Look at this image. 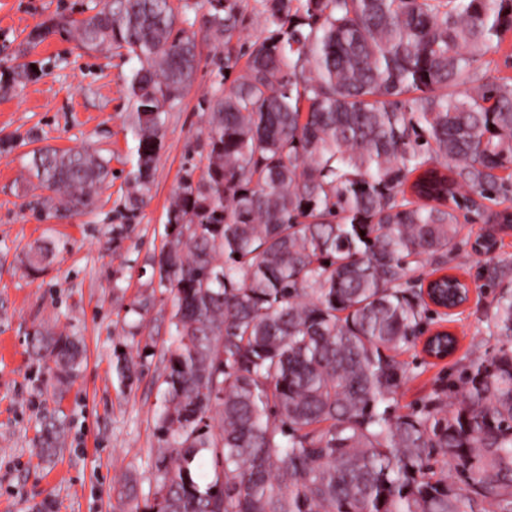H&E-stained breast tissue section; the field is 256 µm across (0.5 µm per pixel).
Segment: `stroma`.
Wrapping results in <instances>:
<instances>
[{"label":"stroma","instance_id":"obj_1","mask_svg":"<svg viewBox=\"0 0 512 512\" xmlns=\"http://www.w3.org/2000/svg\"><path fill=\"white\" fill-rule=\"evenodd\" d=\"M105 0H0V512H118L120 487L137 479L141 493L153 480L158 448L157 409L163 385L158 357H147L133 382H123L116 356L139 342L169 338L170 304L143 312L153 259L165 244L164 226L174 192L206 163V99L224 66V45L202 24L193 31L199 66L180 102L168 113L163 148L150 190L139 209L127 203V175L136 157L128 85L134 61L79 48L70 22L102 8ZM55 30L38 44L41 25ZM27 79L15 80L19 65ZM93 147L111 159L96 206L57 218L41 210L37 180L28 168L34 149ZM490 249L476 250L484 235ZM465 245L454 275L470 285L468 302L447 322L458 344L444 360L412 347L411 369L399 405L420 404L432 389L457 378L473 350H485L482 320L494 289L488 276L512 262V228L478 220L461 226ZM49 256L28 269L30 247ZM49 326L78 337L84 361L75 380L58 389L44 361L31 353L35 329ZM64 418L63 448L51 463L37 456L38 432L55 411Z\"/></svg>","mask_w":512,"mask_h":512}]
</instances>
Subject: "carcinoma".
Listing matches in <instances>:
<instances>
[{
  "label": "carcinoma",
  "instance_id": "1",
  "mask_svg": "<svg viewBox=\"0 0 512 512\" xmlns=\"http://www.w3.org/2000/svg\"><path fill=\"white\" fill-rule=\"evenodd\" d=\"M203 24L240 74L209 101L198 181L178 187L158 267L171 303L159 352L163 400L154 485L122 512H512V294L484 316L492 348L402 414L399 357L465 300L445 267L460 218L507 201L512 77L478 72L512 32V0H262L268 35L237 49L238 0ZM183 0H107L72 21L88 52L123 49L145 203L164 115L197 68ZM110 159L44 147L30 170L51 211L92 207ZM415 180H410V177ZM465 182L478 196L459 195ZM440 276L424 293L412 273ZM430 354L453 353L436 333ZM34 355L66 383L82 360L68 334L38 330ZM130 353L116 369L131 381ZM63 423L42 426L39 454Z\"/></svg>",
  "mask_w": 512,
  "mask_h": 512
}]
</instances>
